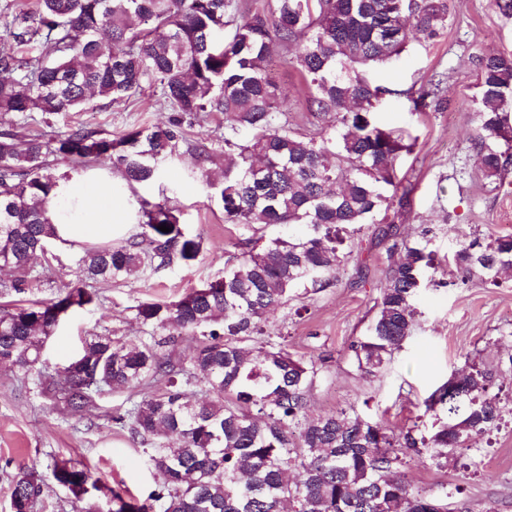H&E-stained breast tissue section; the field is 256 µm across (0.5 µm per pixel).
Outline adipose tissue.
I'll list each match as a JSON object with an SVG mask.
<instances>
[{"label":"adipose tissue","instance_id":"ef3b65f1","mask_svg":"<svg viewBox=\"0 0 512 512\" xmlns=\"http://www.w3.org/2000/svg\"><path fill=\"white\" fill-rule=\"evenodd\" d=\"M118 181L98 168L60 181L57 194L65 206L50 210L48 217L61 244H107L138 233L136 215L114 203Z\"/></svg>","mask_w":512,"mask_h":512}]
</instances>
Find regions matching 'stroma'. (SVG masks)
<instances>
[{"label": "stroma", "instance_id": "obj_1", "mask_svg": "<svg viewBox=\"0 0 512 512\" xmlns=\"http://www.w3.org/2000/svg\"><path fill=\"white\" fill-rule=\"evenodd\" d=\"M499 3L448 0V26L440 37L410 39L398 58L373 73L375 83L389 90L375 122L403 131L414 143L412 152L397 162L407 203L391 202L383 221L395 225L401 239L426 240L433 264L422 273L411 335L391 362L371 375L358 370L350 345L367 335L385 284L387 245L377 238L374 225H363L352 236L353 253L330 287L297 289L287 306L269 316L272 341L284 342L296 357L323 361L308 396L311 413L335 412L353 403L362 417L384 422L395 434L412 429L428 433L434 416L425 410L426 399L452 374L474 364L491 369L490 394L512 408V277H502L496 286L476 279L464 282L449 261L460 243L512 234V169L503 180L485 178L475 141L477 61L489 54H512V10ZM275 55L273 76L284 117L290 128L305 130L301 78L293 67L280 64L283 50ZM411 86L435 88L439 94L417 111L403 94ZM170 117L156 106L148 86L130 104L97 98L85 111L45 116L41 128L51 133L80 125L116 135ZM198 164L195 154H184L160 180L129 191L122 203L134 211L138 197H171L187 229L203 241L200 260L189 268L100 285L99 305L62 320L47 343L38 366L42 374L59 376L82 338L92 334L109 330L127 342H139L142 329L135 308L140 302L176 299L200 281L223 274L225 262L241 253L240 241L250 232L225 223L203 182L185 176V169ZM51 251L48 275L54 285L32 290V298H52L57 286L76 280L81 249L56 243ZM134 396L127 389L107 391L84 415L70 416L36 394L32 376L0 367V512H11V484L22 466L46 479L37 512H74L72 496L50 478L54 463L61 460L83 464L101 483L146 498L158 478L143 445L112 420ZM474 445L471 465L452 461L439 469L425 454L411 451L401 470L419 487L447 492L451 512H482L490 501L498 512H512V424L477 437Z\"/></svg>", "mask_w": 512, "mask_h": 512}]
</instances>
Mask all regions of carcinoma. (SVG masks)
<instances>
[{
	"label": "carcinoma",
	"instance_id": "cac0c4a2",
	"mask_svg": "<svg viewBox=\"0 0 512 512\" xmlns=\"http://www.w3.org/2000/svg\"><path fill=\"white\" fill-rule=\"evenodd\" d=\"M448 0H35L5 8L0 27L41 55L21 59L0 48V365L25 373L40 363L47 342L70 311L100 302L94 284L191 266L202 240L190 234L170 198L139 199L140 232L131 240L84 248L75 284L50 300L27 299L44 281V249L55 238L47 213L71 173L112 161L128 185L150 184L190 143L184 122L224 114L212 152L224 154L217 174L200 177L224 211V222L253 232L299 225L240 253L224 275L198 283L172 301L142 302L135 318L144 336L130 346L110 333L86 339L62 368V380L40 379L39 394L71 415L94 405L104 389H131L140 401L115 417L148 445L157 489L137 501L102 485L70 461L55 463L54 480L83 504L79 512H430L448 497L429 494L396 472L406 450L426 452L438 467L468 440L502 421L489 395L492 373L472 368L458 392L443 385L426 411L443 412L429 436L398 439L355 405L311 415L307 397L319 368L266 338L268 313L288 305L298 288L329 287L347 258L340 232L373 224L401 185L395 163L411 145L377 126L372 114L386 89L370 72L398 57L409 30L439 35ZM306 40L293 64L306 89V110L321 121L299 134L277 124L281 102L267 73L276 47ZM477 145L485 177L501 178L512 142L501 140L503 109L512 102V55L479 59ZM175 113L164 125L118 136L86 127L56 135L24 131L36 114L81 112L93 97L125 104L145 85ZM71 172H55L50 157ZM171 228L162 232L159 226ZM404 252L385 272L369 332L350 345L360 370L383 369L410 335L422 269L431 253L421 242L397 240L392 224L377 228ZM466 280L498 283L512 269V235L478 238L453 255ZM181 336L196 341L187 361L164 348ZM163 381L162 390L149 386ZM44 478L21 468L11 487L12 512L41 499Z\"/></svg>",
	"mask_w": 512,
	"mask_h": 512
}]
</instances>
